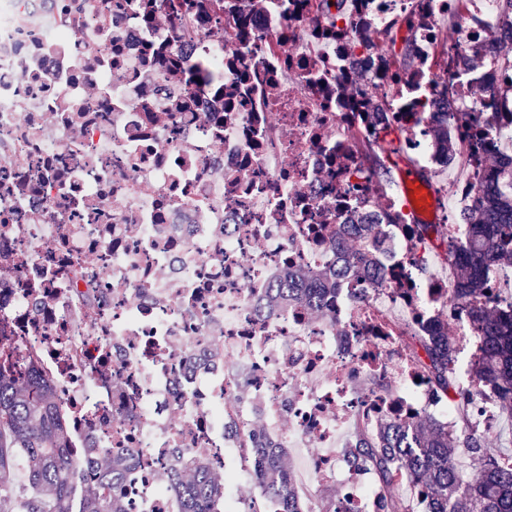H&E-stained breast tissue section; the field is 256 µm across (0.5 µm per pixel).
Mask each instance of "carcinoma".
Segmentation results:
<instances>
[{
  "label": "carcinoma",
  "instance_id": "obj_1",
  "mask_svg": "<svg viewBox=\"0 0 512 512\" xmlns=\"http://www.w3.org/2000/svg\"><path fill=\"white\" fill-rule=\"evenodd\" d=\"M500 30L511 45L495 65L512 72V0H500ZM348 0H319V12L335 24L348 10ZM414 29L405 35L382 34L388 43L392 64L414 67ZM387 90L366 99L369 119L390 107ZM395 135H406L403 126L383 125L373 138L356 142L365 165L380 178L389 172L390 155H378L376 147ZM433 146L448 155L458 150V142L440 123L429 129ZM494 176L477 191L474 204L458 216L466 237L459 238L442 224L417 225V240L426 253H436L460 270L453 306L474 302L472 323L479 350L473 358L468 385L456 377L455 335L448 319L436 317L432 336H408L409 346L427 377L438 401L458 399L469 404L472 394L490 388L501 413L512 416V299L497 300L487 288L492 268L512 267V161L496 160L488 165ZM378 217L359 212L351 223L336 230L344 242H357L355 263L345 269L323 267L302 269L290 275L289 290H297L309 311H327L324 293L341 275L373 280L378 270L374 251L380 249ZM22 359L12 337L0 335V512H116L113 498L119 495V478L110 470L101 473L99 484H86L76 495L73 464L65 448V429L38 382L22 375ZM459 427L448 426L424 415L408 421L390 417L380 420L375 433L362 432L351 452L352 461L364 464L382 489L380 512H414L411 502L394 491L400 475L413 478L416 495L425 512H512V454L490 456L482 438L470 428L469 416L459 409ZM249 456L261 464L263 498L278 506L277 512H307L289 481L285 453L274 448H249ZM25 479L17 480L18 467ZM191 487L183 512H216L217 486L202 474L186 479Z\"/></svg>",
  "mask_w": 512,
  "mask_h": 512
}]
</instances>
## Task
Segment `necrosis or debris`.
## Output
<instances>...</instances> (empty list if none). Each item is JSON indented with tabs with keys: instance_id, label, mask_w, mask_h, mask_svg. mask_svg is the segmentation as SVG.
Here are the masks:
<instances>
[{
	"instance_id": "1",
	"label": "necrosis or debris",
	"mask_w": 512,
	"mask_h": 512,
	"mask_svg": "<svg viewBox=\"0 0 512 512\" xmlns=\"http://www.w3.org/2000/svg\"><path fill=\"white\" fill-rule=\"evenodd\" d=\"M315 0H0V326L50 395L86 481L108 465L117 512H181L205 471L224 512L244 449L294 451L296 494L342 484L356 512L380 490L347 462L381 416L454 413L420 380L402 333L431 335L453 267L420 278L415 218L381 225L379 282L340 281L333 317L281 290L294 269L351 262L336 228L396 210L355 141L363 97L397 90L426 184L472 204L481 161L444 162L439 112L512 158V73L456 71L440 48L502 49L498 0H355L341 32ZM416 73L384 71L382 32L409 13ZM360 96L344 98L346 80Z\"/></svg>"
}]
</instances>
